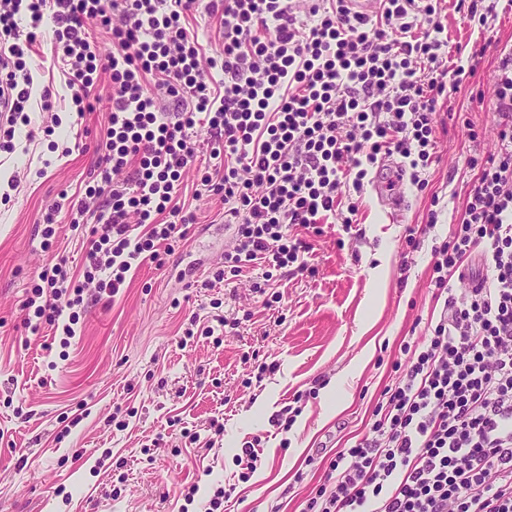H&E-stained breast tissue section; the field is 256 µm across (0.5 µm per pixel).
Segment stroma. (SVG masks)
Listing matches in <instances>:
<instances>
[{"label": "stroma", "instance_id": "35a3bbf8", "mask_svg": "<svg viewBox=\"0 0 512 512\" xmlns=\"http://www.w3.org/2000/svg\"><path fill=\"white\" fill-rule=\"evenodd\" d=\"M438 20L451 62L466 64L479 50L484 57L448 85L422 173L427 186H405L409 204L398 220L363 187L351 228L332 218L317 231L299 229L312 245L314 275L280 280L261 295L253 289L261 269L252 266L228 285L203 288L235 227L189 170L180 198L196 222L186 240L164 268L144 262L113 300L89 304L67 347L50 326L25 329V303L57 256L79 271L88 241L71 229L68 212L50 237L37 221L61 193L91 184L112 80L99 74L97 108L76 118L49 34L38 33L27 60L30 122L17 126L14 152H0V512H205L227 486L226 512H300L337 449L372 423L407 360L405 345L420 342L438 318L433 250L463 212L472 159L497 147L492 83L501 52L512 48V5L443 0ZM47 89L51 112L41 107ZM432 209L437 224L410 247L408 227L426 225ZM216 313L241 324L219 340L183 339L188 317L206 326ZM259 363L272 370L257 380ZM298 396L301 414L277 431L275 415ZM215 418L224 437L212 448ZM251 444L261 463L243 482L236 457ZM193 483L199 491L189 502L183 492Z\"/></svg>", "mask_w": 512, "mask_h": 512}]
</instances>
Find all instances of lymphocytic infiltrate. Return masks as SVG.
Listing matches in <instances>:
<instances>
[{
    "label": "lymphocytic infiltrate",
    "mask_w": 512,
    "mask_h": 512,
    "mask_svg": "<svg viewBox=\"0 0 512 512\" xmlns=\"http://www.w3.org/2000/svg\"><path fill=\"white\" fill-rule=\"evenodd\" d=\"M197 0H0V151L12 152L34 78L26 56L33 29L50 20L52 51L77 91L76 112L93 110L98 72L112 79L109 126L98 180L68 210L97 206L82 279L67 258L40 276L27 299L35 324L75 336L88 284L114 297L143 261L164 266L194 223L177 201L197 158V125L223 176L201 183L224 202L235 225L224 265L207 288L243 267L262 265L263 282L310 271V244L294 234L333 216L351 225L379 155H398L397 178L423 186L432 161L437 106L447 94L448 43L439 0H381L378 14L350 13L344 0H308L312 19L298 34L291 0H210L224 38L205 57L185 26ZM31 32L21 35L18 15ZM97 26L115 47L101 54ZM222 95H212L213 72ZM176 104L165 111L147 75ZM498 149L479 167L448 242L434 251V288L446 298L429 336L401 378L383 392L377 417L351 446L337 449L323 484L301 512H512V55L494 87ZM143 225L132 236L133 224ZM483 269L475 271L473 260ZM469 281L460 295L451 279Z\"/></svg>",
    "instance_id": "obj_1"
}]
</instances>
